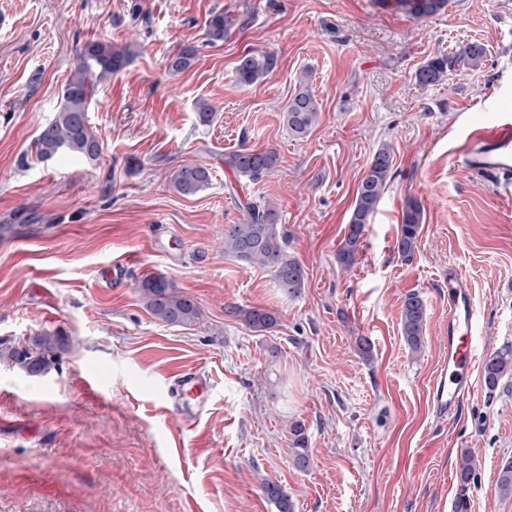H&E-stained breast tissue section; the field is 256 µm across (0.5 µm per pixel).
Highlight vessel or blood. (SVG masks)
<instances>
[{"instance_id":"obj_1","label":"vessel or blood","mask_w":512,"mask_h":512,"mask_svg":"<svg viewBox=\"0 0 512 512\" xmlns=\"http://www.w3.org/2000/svg\"><path fill=\"white\" fill-rule=\"evenodd\" d=\"M467 165L475 171L512 172V112L491 113L487 125L468 128ZM478 313L473 297L457 272L448 274V363L433 381V402L440 418L451 417L471 393L472 370L483 352L476 341ZM210 382L203 374L174 368L164 392L166 411L191 422L205 409Z\"/></svg>"}]
</instances>
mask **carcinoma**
<instances>
[{
    "mask_svg": "<svg viewBox=\"0 0 512 512\" xmlns=\"http://www.w3.org/2000/svg\"><path fill=\"white\" fill-rule=\"evenodd\" d=\"M397 6L416 19L429 18L448 7V0H397ZM226 20L216 14L207 25L209 41L224 40ZM485 58L483 46L477 42L462 43L448 54H438L416 72L422 86L440 84L453 71H475ZM128 52L108 42L90 40L84 43L77 57L76 66L62 90V102L52 120L45 124L36 141L37 154L51 159L62 152L74 153L93 162L100 154V144L89 127L87 112L94 89V80L122 70ZM195 52L190 48L179 51L170 61L175 71H185L195 62ZM275 58L268 53L249 52L236 66L240 84L250 86L266 79L275 68ZM318 103L307 88L291 100L285 110V122L295 136L306 135L319 120ZM275 153L268 150L241 148L224 157V165L236 176L252 181L269 173L275 163ZM393 165L388 146L379 148L368 162L359 181L355 205L336 260L340 267L353 266L358 257L360 238L365 225L370 223L386 189ZM210 172L201 166L185 164L173 171L171 186L178 193L190 196L210 185ZM242 218L237 224L224 225V252L250 266L272 268L278 288L286 295L301 294L305 272L301 264L288 258L283 238L278 230V213L270 205L259 206L252 202L240 205ZM424 221L423 207L409 200L402 212L397 249L404 258L412 257ZM140 292L147 299L151 313L166 324L191 325L199 319L201 308L194 298L177 291L168 280L159 275L148 277L140 283ZM228 312L240 318L255 332H265L278 323L272 311L260 308L231 306ZM426 305L415 293L407 295L401 311V334L412 353H419L424 346ZM68 345L65 338L51 333H41L29 338L22 346L0 349V359H7L13 366L29 376H39L49 371L53 358ZM484 380L493 389L507 375H512V348L504 347L491 352L483 363ZM294 436L293 464L304 469L309 463L307 437L303 425L295 423L290 429ZM475 465L470 452L463 451L457 458L456 478L458 493L455 512H468V492L475 482ZM267 499L277 512H295V505L282 486L270 479L261 483Z\"/></svg>",
    "mask_w": 512,
    "mask_h": 512,
    "instance_id": "cac0c4a2",
    "label": "carcinoma"
}]
</instances>
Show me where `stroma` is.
Returning <instances> with one entry per match:
<instances>
[{"label":"stroma","mask_w":512,"mask_h":512,"mask_svg":"<svg viewBox=\"0 0 512 512\" xmlns=\"http://www.w3.org/2000/svg\"><path fill=\"white\" fill-rule=\"evenodd\" d=\"M216 14L230 30L211 44ZM90 39L131 51L89 105L100 157L41 159L35 139ZM469 41L487 48L479 70L417 84L426 61ZM185 47L193 66L172 71ZM252 51L276 66L245 87L235 68ZM305 86L320 117L297 137L284 108ZM497 93L512 110V0H449L421 20L393 0H0V347L44 331L71 342L38 377L0 363V512H276L265 479L295 512H454L464 448L476 460L469 512H512L497 487L512 461V377L490 389L475 368L473 392L444 421L431 398L448 360L449 270L472 292L484 350L512 347V197L469 170L462 149ZM203 99L214 109L205 126ZM385 144L392 179L345 270L336 252ZM244 146L274 151L273 170L237 181L224 155ZM184 164L208 169L209 187L171 189ZM411 198L424 224L406 259L396 239ZM244 201L275 205L286 253L305 270L298 297L272 269L225 254ZM153 275L198 302L195 324L151 314L139 285ZM410 293L427 307L418 356L400 333ZM231 306L279 322L255 333ZM177 366L211 383L191 426L161 400ZM295 422L308 438L303 470ZM290 432L295 437L292 441L293 464L299 469H305L309 463V450L303 425L301 423H294ZM261 488L267 499L274 505L276 512H294L295 505L282 486L276 481L265 479Z\"/></svg>","instance_id":"obj_1"}]
</instances>
